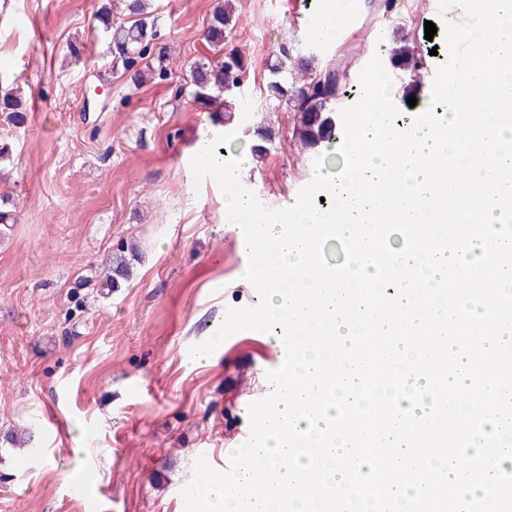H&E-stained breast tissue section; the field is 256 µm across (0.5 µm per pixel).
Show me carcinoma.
I'll list each match as a JSON object with an SVG mask.
<instances>
[{
    "mask_svg": "<svg viewBox=\"0 0 512 512\" xmlns=\"http://www.w3.org/2000/svg\"><path fill=\"white\" fill-rule=\"evenodd\" d=\"M123 13L112 14V4L105 3L95 19L109 37L113 56L122 60L134 88L147 83H160L168 77L166 47L158 45L159 33L149 11V0H123ZM236 25L232 10L218 6L214 9L203 32V41L210 58L202 55L189 66L188 81L182 86L192 100L208 109L224 105V125L234 123L242 111L237 94L248 63L232 45V31ZM431 56L410 34L404 33L391 41L388 60L392 72L402 75L405 97L419 96L428 73ZM315 55L291 53L282 49L280 56L268 67L266 98L294 112L292 138L303 149L328 147L337 138L336 112L349 105L347 88L351 78L350 62L340 59L323 66L314 65ZM0 115L13 127L27 122V109L17 95V89L0 88ZM258 143L251 147L257 158L264 156L266 144L275 133L265 125L254 127ZM17 215L12 199L0 196V226L16 223ZM132 275L130 259L120 253L112 257L106 270L88 279L87 284L115 291L128 282Z\"/></svg>",
    "mask_w": 512,
    "mask_h": 512,
    "instance_id": "cac0c4a2",
    "label": "carcinoma"
}]
</instances>
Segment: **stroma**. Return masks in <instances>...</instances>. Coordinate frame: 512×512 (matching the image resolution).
<instances>
[{"label": "stroma", "instance_id": "obj_1", "mask_svg": "<svg viewBox=\"0 0 512 512\" xmlns=\"http://www.w3.org/2000/svg\"><path fill=\"white\" fill-rule=\"evenodd\" d=\"M226 1L249 63L227 151L250 153L253 126L274 130L241 183L275 209L313 179L317 159L292 140V112L266 98L280 47L322 64L349 59L357 75L392 24L421 42L442 17L433 0H397L388 17L368 0L340 16L335 0H150L173 58L167 81L136 90L98 27L102 0H0V80L18 84L28 110L23 127L0 121L12 148L0 194L18 211L0 236V512H184L197 458L226 469L250 431L247 409L265 395L274 352L263 333L241 331L209 363L196 359L227 308L259 296L219 186L195 183L190 167L196 142L222 129L175 94ZM302 14L335 17V37L311 41ZM75 40L78 62L67 51ZM130 241L132 279L109 295L88 291L76 309L80 277ZM28 437L41 453L14 469Z\"/></svg>", "mask_w": 512, "mask_h": 512}]
</instances>
